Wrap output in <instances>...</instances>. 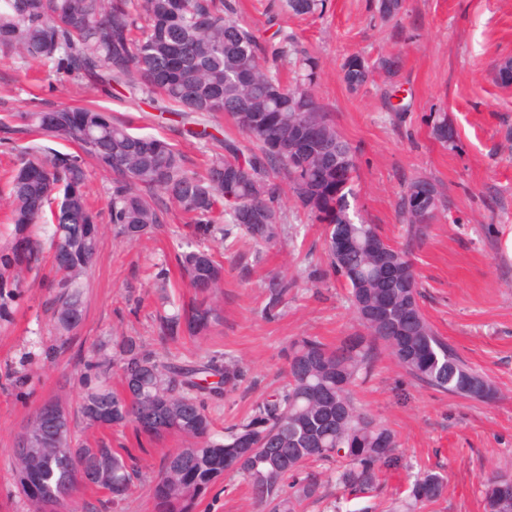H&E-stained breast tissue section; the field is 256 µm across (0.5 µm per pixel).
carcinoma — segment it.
I'll list each match as a JSON object with an SVG mask.
<instances>
[{
  "instance_id": "cac0c4a2",
  "label": "carcinoma",
  "mask_w": 512,
  "mask_h": 512,
  "mask_svg": "<svg viewBox=\"0 0 512 512\" xmlns=\"http://www.w3.org/2000/svg\"><path fill=\"white\" fill-rule=\"evenodd\" d=\"M296 15L311 14L322 0H286ZM290 37L266 49L251 27L236 18L229 0H0V47L25 59L50 64L56 72L86 81L101 92L112 84L130 95L161 92L179 107L192 137L215 139L191 129L201 118L223 114L248 144L225 138L206 175L184 170V159L167 141L139 134L94 106L65 105L13 114L19 131L34 137L10 182L12 242L0 245V317L8 316L23 268L40 260L43 246L58 256L54 320L64 336L81 320L82 278L94 265L100 227L88 205L87 163L112 175L109 216L128 242L150 237L163 223L166 202L186 215L189 233L177 245V266L197 298L161 319L172 340L181 328L206 333L220 319L212 302L224 283V266L207 241L224 243L240 233L256 246L276 245L283 234L278 194L270 175L281 174L289 191L324 225L329 268L348 290L363 333L335 346L301 336L287 348L284 383L252 406L219 435L205 384L221 376L224 394L238 389L244 372L215 358L195 365L170 362L136 336H121L113 353L90 364L81 413L91 425H131L150 438L175 434L188 446L164 455L151 477L154 512H196L200 501L238 476L269 512H296L303 501L323 497L325 485L370 497L382 476L409 468L395 433L355 399V387L386 354L411 378L438 392L492 403L498 392L484 373L460 356L422 312L420 284L410 260L429 225L414 223L416 190L429 182L411 180L399 203L407 244L399 248L378 226L359 219L354 197L355 155L318 105L311 86L317 65L300 61V78L283 84L277 60L288 54ZM388 74L400 59L369 64L352 55L343 64L346 84L358 90L370 68ZM433 135L456 147L444 116ZM67 142L79 152L61 153L43 142ZM296 280L270 274L264 284L262 316L279 317L294 297ZM119 372L121 390L107 384ZM25 428L32 448L13 454L15 475L35 512H70L60 496L90 485L125 497L138 470L132 456L110 448L70 449V436L56 433L39 413ZM93 482L82 479L83 473ZM290 480L289 491L283 482ZM447 479L420 469L410 487L413 504H435L447 495ZM483 512H512V475L484 483Z\"/></svg>"
}]
</instances>
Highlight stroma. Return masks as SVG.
Here are the masks:
<instances>
[{
    "label": "stroma",
    "mask_w": 512,
    "mask_h": 512,
    "mask_svg": "<svg viewBox=\"0 0 512 512\" xmlns=\"http://www.w3.org/2000/svg\"><path fill=\"white\" fill-rule=\"evenodd\" d=\"M236 2L260 41L272 38L266 23L272 11L282 30L295 36L297 50L316 59L314 93L354 151L356 206L365 220L403 245L406 226L398 205L407 184L423 176L441 194L429 235L411 256L422 285L419 302L434 329L492 380L498 398L486 404L438 392L385 356L355 397L393 429L414 468L446 477V499L421 512H482L483 481L498 469L512 473V258L504 246L512 234V85L497 82L493 72L494 64L512 57V0H405L402 12L389 19L378 13L377 0H326L323 14L304 17L289 15L282 0ZM355 54L371 62L397 55L402 64L393 75L374 70L367 85L354 91L341 66ZM91 101L134 132L169 141L187 171L204 174L211 143L184 136L179 116L160 95L134 103L119 88L107 96L0 48V119L39 103ZM441 113L458 133L455 149L432 134L433 118ZM108 185V176L90 171L89 202L101 235L81 322L69 335H56V272L48 257L23 272L20 302L0 319V512H34L16 483L11 450L29 415L48 401L66 408L75 441L127 448L144 474L122 501L102 491L77 497L78 512H153L149 478L165 453L182 447V439L156 441L130 428L90 426L80 412L86 366L113 337H140L180 362H237L245 378L212 412L220 432L283 382L282 350L290 340L317 336L334 343L360 331L346 288L327 272L321 224L285 190L279 206L286 231L277 246H212L224 263V288L215 299L222 325L206 335L183 334L161 343L155 265L173 259L183 214L169 204L154 238L126 242L109 219ZM315 268L326 273L317 285L308 279ZM275 272L295 278L298 293L284 316L269 321L261 315L263 282ZM409 483L406 471L388 474L378 496L368 500L330 485L323 501L304 503L301 512H332L337 503L343 512H386L392 499L406 495ZM196 512L264 507L235 477L216 486Z\"/></svg>",
    "instance_id": "35a3bbf8"
}]
</instances>
